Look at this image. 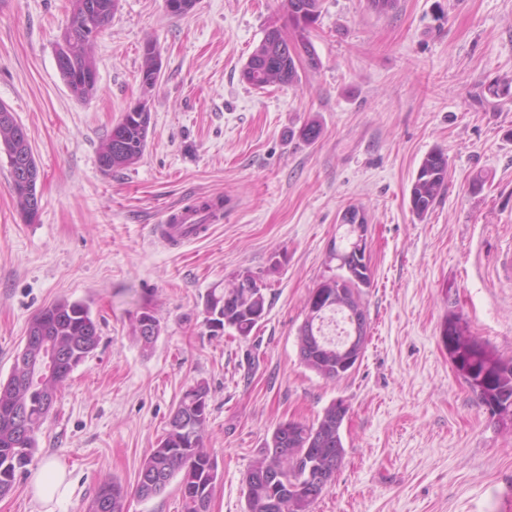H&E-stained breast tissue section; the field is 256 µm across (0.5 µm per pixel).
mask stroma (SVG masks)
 I'll return each mask as SVG.
<instances>
[{
    "label": "stroma",
    "instance_id": "1",
    "mask_svg": "<svg viewBox=\"0 0 512 512\" xmlns=\"http://www.w3.org/2000/svg\"><path fill=\"white\" fill-rule=\"evenodd\" d=\"M71 0H0V104L39 166L37 220L25 223L0 151V380L31 319L59 300L89 306L99 343L61 385L38 449L0 512H88L100 485L134 488L183 391L209 387L205 446L219 480L210 512H244L243 477L275 428L349 407L345 457L313 512H512V425L479 404L449 358L450 313L495 356L512 359V281L494 275L512 242V0H322L292 86L256 89L241 69L283 0H119L96 36L95 93L72 96L55 61ZM161 71L144 91L146 42ZM148 100L138 163L109 173L101 142ZM322 133L302 136L309 122ZM442 150L448 185L425 219L410 211L421 159ZM224 200L222 219L185 244L156 246L168 208ZM368 218L372 284L360 301L369 340L356 369L327 380L297 349L308 297L344 235ZM247 268L269 307L243 341L204 324L210 289ZM151 309L161 332L143 350L131 327ZM69 496L36 500L45 463Z\"/></svg>",
    "mask_w": 512,
    "mask_h": 512
}]
</instances>
